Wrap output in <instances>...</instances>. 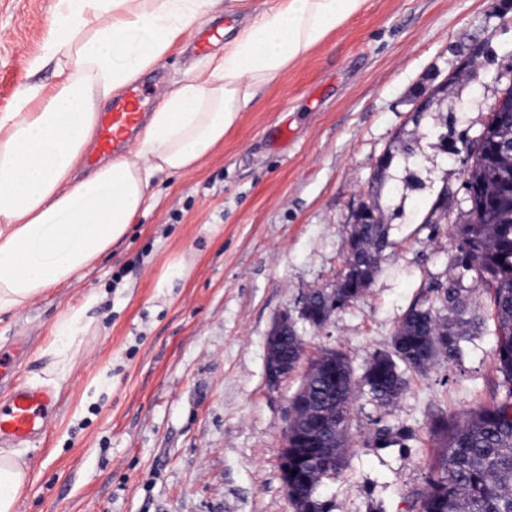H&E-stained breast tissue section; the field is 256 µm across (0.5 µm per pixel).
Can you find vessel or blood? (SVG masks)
Returning a JSON list of instances; mask_svg holds the SVG:
<instances>
[{"instance_id":"b4317fda","label":"vessel or blood","mask_w":512,"mask_h":512,"mask_svg":"<svg viewBox=\"0 0 512 512\" xmlns=\"http://www.w3.org/2000/svg\"><path fill=\"white\" fill-rule=\"evenodd\" d=\"M147 109L144 84H130L125 92L113 97L110 108L98 115L96 155L120 156L132 146L135 134ZM24 354L23 346L0 350V381L9 380L11 387L0 399V445L18 447L38 437L52 421L57 398L53 390L27 384L12 383L17 362Z\"/></svg>"}]
</instances>
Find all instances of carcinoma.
<instances>
[{"mask_svg": "<svg viewBox=\"0 0 512 512\" xmlns=\"http://www.w3.org/2000/svg\"><path fill=\"white\" fill-rule=\"evenodd\" d=\"M474 156L470 178L478 191L468 200L467 220L456 228L458 261L480 268L492 291L497 345V370L503 377L500 398L443 420L436 426L442 452L434 476L418 494V512H512V159L488 137L470 148ZM367 220L351 227L349 245L356 257L347 261L344 279L369 286L378 270V257L389 244V227L378 208L362 206ZM451 316L440 318L429 307L411 309L399 324L395 358L374 354L360 377L336 349H325L324 371L308 386L311 401L336 406L335 471H305L306 481L295 487L297 512H333L334 505L319 496L324 480L342 467L348 447L350 394L356 385L372 399L388 405L407 390L404 370L423 371L440 355L454 358L460 341L484 324L463 289L450 283L436 289ZM305 340L290 334L288 359L302 360Z\"/></svg>", "mask_w": 512, "mask_h": 512, "instance_id": "cac0c4a2", "label": "carcinoma"}]
</instances>
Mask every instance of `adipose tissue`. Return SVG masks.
<instances>
[{"label": "adipose tissue", "instance_id": "obj_1", "mask_svg": "<svg viewBox=\"0 0 512 512\" xmlns=\"http://www.w3.org/2000/svg\"><path fill=\"white\" fill-rule=\"evenodd\" d=\"M220 0H55L53 20L30 71L52 84L19 92L0 112V315L48 288L80 282L150 207L162 172L198 170L224 143L257 91L305 59L367 0H277L194 66L139 129L132 157L82 172L102 102L153 69ZM98 300L86 295L57 323L44 352L68 372L76 329ZM29 465L0 450V512H15Z\"/></svg>", "mask_w": 512, "mask_h": 512}]
</instances>
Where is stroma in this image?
I'll return each mask as SVG.
<instances>
[{"label":"stroma","instance_id":"35a3bbf8","mask_svg":"<svg viewBox=\"0 0 512 512\" xmlns=\"http://www.w3.org/2000/svg\"><path fill=\"white\" fill-rule=\"evenodd\" d=\"M275 2L221 0L200 24L223 26L229 40ZM53 7L0 0V111L24 85L51 81L50 70L30 74L28 62ZM200 60L182 41L140 81L171 90ZM509 71L512 0H368L257 92L200 170L158 174L155 203L79 286H54L0 317V349L25 347L17 381L60 397L48 431L19 448L32 481L15 512H293L280 455L309 360L336 349L362 374L372 355L391 352L413 304L446 315L435 290L453 282L484 327L462 340L455 360L406 371L409 387L389 405L356 390L343 468L320 489L335 512H417L439 451L434 421L503 391L490 293L478 269L457 263L467 164L440 140L476 136ZM440 83V109L413 120L419 94ZM401 138L418 139V162L390 169L393 194L379 187L374 164ZM443 189L448 205L433 211ZM364 203L390 226L379 273L323 328L300 325L303 362L270 383L275 319L297 315L309 291L341 277ZM87 294L99 298L95 320L62 375L40 351ZM383 429L386 446L376 442Z\"/></svg>","mask_w":512,"mask_h":512}]
</instances>
